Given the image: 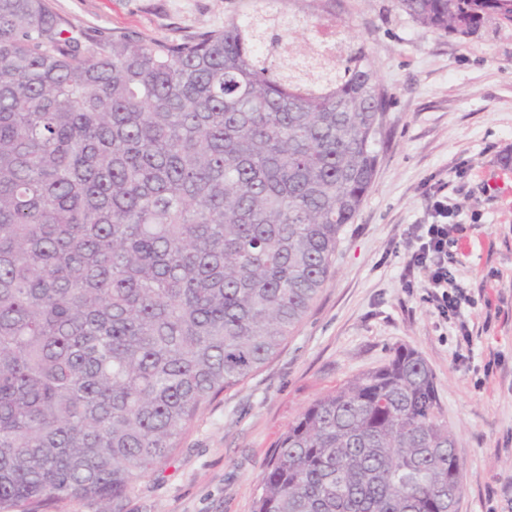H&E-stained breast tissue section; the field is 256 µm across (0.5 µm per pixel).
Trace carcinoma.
Returning <instances> with one entry per match:
<instances>
[{
  "label": "carcinoma",
  "mask_w": 512,
  "mask_h": 512,
  "mask_svg": "<svg viewBox=\"0 0 512 512\" xmlns=\"http://www.w3.org/2000/svg\"><path fill=\"white\" fill-rule=\"evenodd\" d=\"M284 2L82 43L52 0H0V512H120L326 283L389 97L363 47L329 69L290 51L313 14ZM397 4L457 37L512 26V0ZM450 491L433 374L400 348L301 412L254 512H448Z\"/></svg>",
  "instance_id": "obj_1"
}]
</instances>
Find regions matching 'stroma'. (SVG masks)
<instances>
[{
    "mask_svg": "<svg viewBox=\"0 0 512 512\" xmlns=\"http://www.w3.org/2000/svg\"><path fill=\"white\" fill-rule=\"evenodd\" d=\"M228 0H53L80 39L179 41L224 25ZM390 97L373 183L345 225L330 275L279 352L203 409L122 512H254L263 462L310 403L412 348L452 429L457 512H512V27L457 38L397 0H338ZM448 204L462 232L448 260L472 299L438 313L407 262L413 227Z\"/></svg>",
    "mask_w": 512,
    "mask_h": 512,
    "instance_id": "obj_1",
    "label": "stroma"
}]
</instances>
